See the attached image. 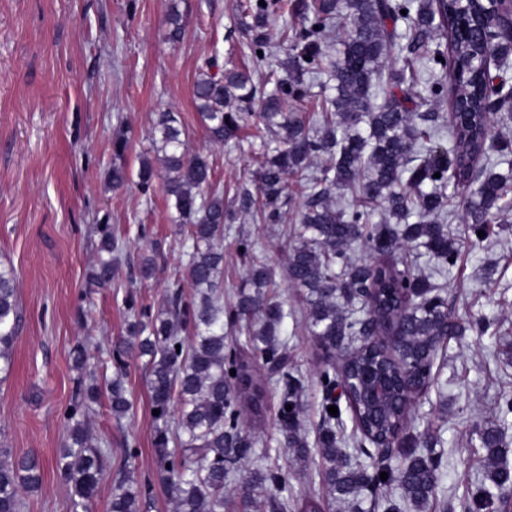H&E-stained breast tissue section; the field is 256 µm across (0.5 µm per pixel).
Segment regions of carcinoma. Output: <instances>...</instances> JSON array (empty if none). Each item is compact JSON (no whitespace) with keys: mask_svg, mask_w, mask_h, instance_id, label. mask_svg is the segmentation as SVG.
<instances>
[{"mask_svg":"<svg viewBox=\"0 0 512 512\" xmlns=\"http://www.w3.org/2000/svg\"><path fill=\"white\" fill-rule=\"evenodd\" d=\"M247 0L240 27L252 61L268 69L274 88L260 92L251 72L225 69L215 60L206 63L192 86V98L208 139L217 145L238 138L257 115L276 146L263 155L256 171L261 200L243 193L240 206L224 208V192L214 182L208 158L191 153L187 132L176 112H160L153 124L152 152L159 165L144 159L138 186L149 192L156 178L177 221L191 241L187 276L195 292L184 298L172 292L166 307L151 314L126 294L125 336L111 349L113 373L107 381L112 418L121 422L131 410L125 385V356L132 348L148 357L145 381L154 417L153 446L156 471L175 502L176 512H224V490L236 464L254 455V441L245 433L246 414L259 415L264 398L262 378L255 363L262 360L267 376L282 381L281 428L287 448L297 459L307 455L301 434L300 382L285 371L287 355L280 332L288 310L276 299L272 269L239 242L248 257L250 290L232 309H224V225L250 214L262 224H279V202L288 198V179L294 178L303 203L298 211L296 241L288 250L289 281L304 292L305 329L328 357L355 336L367 335L369 308L360 296L372 289L373 306L383 324L396 322L402 342L397 369L375 349L361 350L350 361L357 378L346 397L362 439L380 443L395 433L407 434L414 400L403 386L405 374L417 385L431 376L434 358L444 336L463 334L466 327L448 313V306L412 264H369L349 256L359 243L376 254L392 255L405 249H425L442 268L450 265L457 247L444 219L452 197L446 193L453 179L466 181L479 170L477 187L467 193L462 223L467 237L482 242L478 231H489L492 220L512 210L507 199V177L496 171L512 166V137L497 136L484 126L483 113L511 112L512 88L489 84L480 61L486 53L512 55L509 18L497 16L490 30L493 43L479 27L481 18L495 11L489 0H291V15L299 25H283L288 61L277 59L269 29L277 20L279 0ZM406 14H401V11ZM343 28L337 59L323 67L325 40L336 25ZM166 39L178 43L185 21L178 5L166 17ZM262 54H257V51ZM401 57L403 66L394 67ZM327 74L335 94L323 99L318 117L307 121L288 103L308 94V79ZM448 102V113L464 114V121L448 119L454 146L439 143V113L426 107ZM259 113H254L255 108ZM494 142L496 161H488V142ZM326 158L314 169L315 159ZM440 177H434V174ZM384 217L373 222L376 209ZM122 251L120 238L109 225L101 228L97 259L88 283L112 286L115 262ZM246 322L244 340L228 336L225 327ZM21 322L17 273L0 264V380L13 370V347ZM235 375H230V370ZM383 375L393 395L382 412L365 401V388ZM343 373L323 371L321 384L323 433L317 445L325 466L330 499L375 494L395 480L404 498L419 509L428 507L437 488L439 459L432 455L408 458L397 469L369 470L358 455L338 448L336 423L328 407ZM101 391L98 378L80 385L65 414L67 442L55 459L60 480L71 492V512H93L97 485L109 454L93 448L85 418ZM292 406L286 410V406ZM487 451L489 484L472 496L471 512H484L493 500L512 497V464L500 427L478 431ZM138 453L135 443L125 445L124 463L112 487L111 512H143L146 487L128 471ZM43 462L35 457H14L0 445V512H23V494L42 483ZM283 483L281 472L257 470L247 479L255 493ZM273 512H324L320 498L307 495L290 504L288 498L270 501Z\"/></svg>","mask_w":512,"mask_h":512,"instance_id":"cac0c4a2","label":"carcinoma"}]
</instances>
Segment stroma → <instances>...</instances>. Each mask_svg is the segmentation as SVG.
Returning a JSON list of instances; mask_svg holds the SVG:
<instances>
[{
  "label": "stroma",
  "instance_id": "1",
  "mask_svg": "<svg viewBox=\"0 0 512 512\" xmlns=\"http://www.w3.org/2000/svg\"><path fill=\"white\" fill-rule=\"evenodd\" d=\"M178 4L187 24L179 43L166 39L165 17ZM240 0H0V263L18 276L22 311L13 349L14 368L0 381V442L14 455H38L46 463L39 491L25 494L23 512H69L70 490L52 461L64 447V412L76 393L78 373L69 351L84 342L98 379L112 375L111 345L126 327L124 296L134 292L150 310L164 307L174 284L184 295L188 242L173 221L162 183L142 193L136 182L119 190L108 183L114 162L137 174L151 148L158 112L179 113L190 152L207 156L224 203L234 206L255 188L262 150L260 120L240 139L210 143L192 102V85L208 59L224 67L251 70L263 84L238 26ZM128 132L122 157L112 149L117 130ZM301 203L289 193L282 223L263 226L243 216L224 235V304L236 303L246 285L248 265L240 238L257 239L256 250L275 273L276 291L289 311L284 323L288 367L302 390V430L316 440L322 424L320 376L329 361L305 330L301 292L286 274L288 241ZM123 241L111 287H88L101 225ZM149 235H141V228ZM474 245L463 241L455 264L438 269L427 253L417 264L443 288L449 313L462 322L489 319L490 328L449 338L439 349L432 382L417 401L410 432L434 435L435 445L411 446L414 454L441 458L436 494L429 512H467L472 492L484 483L486 451L475 433L484 424L501 425L512 444V414L502 415L512 397V223ZM154 254L150 278L139 272L142 255ZM127 386L133 407L123 422L100 397L90 418L92 443L110 449L111 463L95 498V512H110L112 484L126 441L138 454L134 478L151 489L146 512H172L170 496L156 476L154 424L144 381L145 360L127 357ZM282 384L268 387L265 408L251 428L257 452L288 476L286 496L324 495L321 458L310 450L292 459L277 410ZM253 462L238 465L228 487L225 512H271L276 489L244 501V480Z\"/></svg>",
  "mask_w": 512,
  "mask_h": 512
}]
</instances>
